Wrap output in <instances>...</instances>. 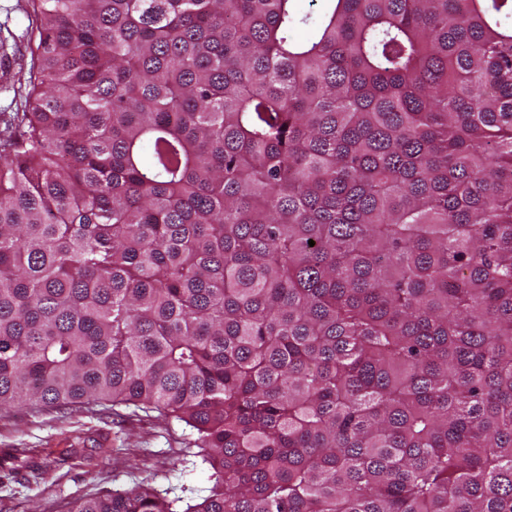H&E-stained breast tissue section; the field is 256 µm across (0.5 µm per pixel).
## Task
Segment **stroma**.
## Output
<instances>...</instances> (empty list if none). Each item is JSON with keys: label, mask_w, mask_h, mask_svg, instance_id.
<instances>
[{"label": "stroma", "mask_w": 512, "mask_h": 512, "mask_svg": "<svg viewBox=\"0 0 512 512\" xmlns=\"http://www.w3.org/2000/svg\"><path fill=\"white\" fill-rule=\"evenodd\" d=\"M30 0H0V121L24 111ZM189 428L155 412L94 404L0 410V512H71L113 490L180 488Z\"/></svg>", "instance_id": "1"}]
</instances>
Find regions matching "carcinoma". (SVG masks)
Here are the masks:
<instances>
[{"instance_id":"obj_1","label":"carcinoma","mask_w":512,"mask_h":512,"mask_svg":"<svg viewBox=\"0 0 512 512\" xmlns=\"http://www.w3.org/2000/svg\"><path fill=\"white\" fill-rule=\"evenodd\" d=\"M294 4L32 0L0 409L157 412L212 483L73 512H512V0Z\"/></svg>"}]
</instances>
